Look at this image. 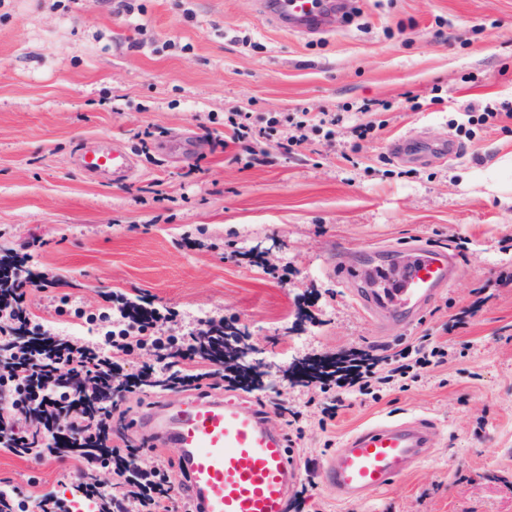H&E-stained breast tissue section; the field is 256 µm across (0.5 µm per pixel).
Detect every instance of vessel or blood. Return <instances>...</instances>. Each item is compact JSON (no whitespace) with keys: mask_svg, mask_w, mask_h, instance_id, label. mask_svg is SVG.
<instances>
[{"mask_svg":"<svg viewBox=\"0 0 512 512\" xmlns=\"http://www.w3.org/2000/svg\"><path fill=\"white\" fill-rule=\"evenodd\" d=\"M334 6V0H258L268 21L306 35L325 31V15ZM131 163L122 152L100 154L89 148L79 158L81 171L93 177L120 178ZM409 252L402 285L388 299L357 289L361 272L356 267L339 271L378 320L420 318L455 273L452 255L417 244ZM431 433L419 421L370 425L328 460L324 482L350 500L383 490L421 459ZM166 438L182 450L180 466L189 477L185 498L192 512H285L299 469L284 435L271 433L257 409L200 394L169 422Z\"/></svg>","mask_w":512,"mask_h":512,"instance_id":"vessel-or-blood-1","label":"vessel or blood"}]
</instances>
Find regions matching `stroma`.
<instances>
[{"instance_id": "obj_1", "label": "stroma", "mask_w": 512, "mask_h": 512, "mask_svg": "<svg viewBox=\"0 0 512 512\" xmlns=\"http://www.w3.org/2000/svg\"><path fill=\"white\" fill-rule=\"evenodd\" d=\"M349 2L351 16L306 36L255 0H0V257L27 248L46 275L27 296L32 321L64 341H103L108 324L85 319L115 294L174 311L170 336L213 316L244 332L258 380L224 397L264 404L304 512H512V284L498 282L512 271V172L488 175L512 156V0ZM300 109L339 115L332 138L295 146ZM228 112L280 124L251 155ZM365 117L376 128L360 139ZM407 136L427 151L397 156ZM448 141L454 153L437 152ZM88 145L133 166L88 177ZM413 240L454 253L457 276L421 320L380 325L335 267L391 287ZM419 343L447 346V363L376 400L339 389L344 410L319 425L325 395L305 378L321 361ZM192 396L133 395L113 444L143 437L149 403ZM378 420L428 422L422 460L372 496L338 497L328 459ZM80 467L0 450V489L23 492V512L41 494L75 503Z\"/></svg>"}]
</instances>
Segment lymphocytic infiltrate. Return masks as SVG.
I'll return each instance as SVG.
<instances>
[{"label":"lymphocytic infiltrate","mask_w":512,"mask_h":512,"mask_svg":"<svg viewBox=\"0 0 512 512\" xmlns=\"http://www.w3.org/2000/svg\"><path fill=\"white\" fill-rule=\"evenodd\" d=\"M33 281L16 277L0 289V391L10 394V407L35 403L39 422L31 427L0 434V447L16 453L35 449L50 456L89 454L112 462L116 480L111 489L77 475L76 488L83 500L96 504L111 501L112 512H183L186 503L179 486L161 478L145 443L129 439L123 447L112 444L113 432L125 426L122 408L126 394L152 386L158 379L186 389L214 379V372L188 374L178 362L159 360L124 373L125 356L147 346L163 348L158 330L161 312L149 302H123L113 313L116 332L107 348L90 344H62L45 329H32L27 294ZM448 351L405 348L393 355L364 352L350 364L323 372L337 387H354L363 395L405 380H417L422 369L446 363Z\"/></svg>","instance_id":"obj_1"}]
</instances>
